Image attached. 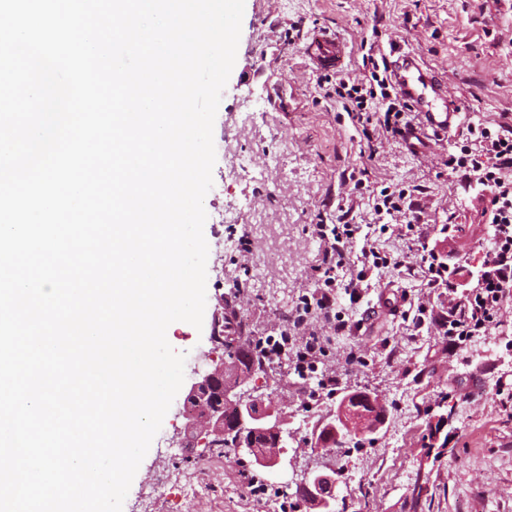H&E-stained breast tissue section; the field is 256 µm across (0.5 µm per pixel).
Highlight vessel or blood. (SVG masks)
Listing matches in <instances>:
<instances>
[{"label":"vessel or blood","instance_id":"obj_1","mask_svg":"<svg viewBox=\"0 0 512 512\" xmlns=\"http://www.w3.org/2000/svg\"><path fill=\"white\" fill-rule=\"evenodd\" d=\"M304 53L320 69L341 68L349 55L347 42L337 35L314 36ZM390 76L398 92L418 112L422 126L433 136L448 134L474 110L467 98H449L444 80L413 54L399 55L391 65Z\"/></svg>","mask_w":512,"mask_h":512}]
</instances>
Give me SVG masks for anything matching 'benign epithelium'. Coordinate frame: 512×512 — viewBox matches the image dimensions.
<instances>
[{
    "instance_id": "7a95c632",
    "label": "benign epithelium",
    "mask_w": 512,
    "mask_h": 512,
    "mask_svg": "<svg viewBox=\"0 0 512 512\" xmlns=\"http://www.w3.org/2000/svg\"><path fill=\"white\" fill-rule=\"evenodd\" d=\"M195 378L189 384L184 397L183 417L185 423L180 431L184 446L210 448L216 441L224 440L225 421L234 417L240 421H250L248 442L241 444L246 449L256 444L259 436L273 435L281 438L284 420L276 414V408L262 406L253 413L250 405L253 396L240 390L249 379L247 374H224V363L204 371L195 370ZM283 449L275 442L267 444L258 454V461L273 468L281 463ZM304 498L311 508L318 512H332L335 501L336 470L316 472L299 484Z\"/></svg>"
}]
</instances>
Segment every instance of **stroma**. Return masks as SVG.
I'll return each instance as SVG.
<instances>
[{
  "label": "stroma",
  "mask_w": 512,
  "mask_h": 512,
  "mask_svg": "<svg viewBox=\"0 0 512 512\" xmlns=\"http://www.w3.org/2000/svg\"><path fill=\"white\" fill-rule=\"evenodd\" d=\"M315 33L347 41L343 73L352 81L366 75L362 42L377 41L384 55L400 47L444 77L449 97L471 99L478 119L512 126V0H245L236 62L214 123L204 318L212 320L219 302L233 303L243 335L253 340L279 335L283 316L313 291L320 242L309 227L323 216L335 220L338 202L354 197L344 179L352 169L368 167L369 185L377 190L398 182L422 186L415 201L427 215L429 245L463 266L461 288L475 285L491 247L482 201L445 165L448 144L422 140L408 147L381 137L373 142V161L361 156L359 128L325 98L322 74L303 54ZM241 154L253 159L261 178L235 168ZM369 281L358 303L337 296L350 332L317 329L328 352L322 368L341 377L337 392H319L316 379H300L284 362L267 365L250 383L255 395L273 398L285 420L280 467L263 468L236 453L209 485L207 505H200L194 474L220 450L192 448L178 461L169 459L185 423L178 396L123 512H141L162 474L190 492L177 504L154 500L152 512H311L297 485L327 465L336 470V501L347 512H409L417 482L430 495L425 512H512V300L491 330L455 351L433 322L418 323V304H439L419 279L382 268L370 272ZM380 301L386 313L366 320V309ZM168 336L186 353L189 372L211 368L212 358L224 354L206 328L178 321ZM350 351L363 363L348 371L343 357ZM363 387L387 410L372 440L329 452L315 447L313 431L334 418L343 395ZM442 414L447 427L429 435V423ZM432 444L444 453H429Z\"/></svg>",
  "instance_id": "35a3bbf8"
}]
</instances>
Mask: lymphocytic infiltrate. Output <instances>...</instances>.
<instances>
[{
	"label": "lymphocytic infiltrate",
	"mask_w": 512,
	"mask_h": 512,
	"mask_svg": "<svg viewBox=\"0 0 512 512\" xmlns=\"http://www.w3.org/2000/svg\"><path fill=\"white\" fill-rule=\"evenodd\" d=\"M370 73L368 82L352 83L337 77L327 90L336 98L352 121L362 128L366 142L383 136L404 138L416 123V113L394 89L387 73L381 72L375 50L362 55ZM465 141L455 143L447 166L467 188L489 196L483 217L491 231L492 246L477 276V283L466 294L456 292L453 271L434 250L421 230L424 211L413 203L415 188L396 183L371 197L378 221L404 225L414 240L406 251L391 254L378 241L361 237V225L351 220L353 207L338 206L335 223H319L313 232L322 244L313 266L315 289L302 296L286 319V333L266 337L260 343L262 360L287 362L299 378L318 375L319 388L336 390L340 379L332 372H319L325 346L310 318H317L337 334L346 333L350 324L336 309V295L343 292L359 299L368 289L371 269L391 268L406 276L421 278L424 287L448 291V309L434 323L452 348H461L467 337L490 330L497 324L505 302L512 299V127L478 121L467 127Z\"/></svg>",
	"instance_id": "lymphocytic-infiltrate-1"
}]
</instances>
